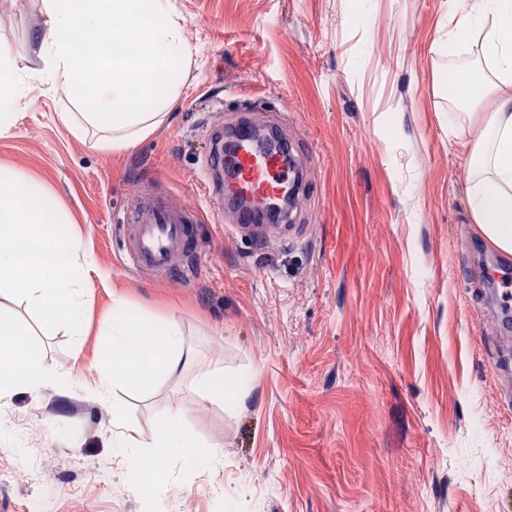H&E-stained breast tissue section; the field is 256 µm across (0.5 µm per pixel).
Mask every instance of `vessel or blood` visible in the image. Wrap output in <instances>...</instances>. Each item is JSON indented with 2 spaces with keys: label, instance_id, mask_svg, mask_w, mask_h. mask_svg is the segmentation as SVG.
<instances>
[{
  "label": "vessel or blood",
  "instance_id": "b4317fda",
  "mask_svg": "<svg viewBox=\"0 0 512 512\" xmlns=\"http://www.w3.org/2000/svg\"><path fill=\"white\" fill-rule=\"evenodd\" d=\"M238 152L232 165H225L223 156H211L207 162L208 176L227 171L230 180L224 186L226 197L244 194L255 201L272 204L283 196L298 194L303 188L300 169L287 159L291 145L273 150L260 149L253 131L245 120L236 124ZM197 209L177 206L167 195L151 192L141 205L128 214L123 225L121 252L129 266L152 275L191 279L195 268L173 269L169 257L173 252L195 253L199 242L195 226L200 223ZM233 232L257 240L283 237L297 240L302 228L294 224L291 212L281 213L276 220H268L258 210L242 208L236 213ZM494 309L502 320L512 319V268L498 265L487 273Z\"/></svg>",
  "mask_w": 512,
  "mask_h": 512
}]
</instances>
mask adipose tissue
Instances as JSON below:
<instances>
[{"label": "adipose tissue", "instance_id": "1", "mask_svg": "<svg viewBox=\"0 0 512 512\" xmlns=\"http://www.w3.org/2000/svg\"><path fill=\"white\" fill-rule=\"evenodd\" d=\"M448 38L439 47L449 59L467 58L481 68L484 80L463 79L473 103L490 102L486 112L469 113L478 134L471 145L473 164L469 208L487 240L512 253V0H452ZM45 37L39 40V79L72 104L63 118L71 134L92 138L104 151L120 152L147 138L167 116L180 94L178 78L187 74L193 55L183 24L170 0H42ZM100 33L106 43L87 62L76 50L78 32ZM25 97V77L9 56L0 55V132L15 124ZM106 357L92 390L107 398L111 385L149 388L150 374L135 367L151 357L174 373L186 362L181 332L169 322L136 317L127 298L112 296V314L101 344ZM45 366L25 363L0 347V400L16 390L35 393L52 380ZM250 377L239 372L225 378L214 366L195 380L205 399L219 400L226 412L236 403L227 392L243 395ZM113 441L127 466L133 489H140L146 469L171 456L185 465L198 458L199 441L179 409L163 414L150 440H142L124 421H117Z\"/></svg>", "mask_w": 512, "mask_h": 512}]
</instances>
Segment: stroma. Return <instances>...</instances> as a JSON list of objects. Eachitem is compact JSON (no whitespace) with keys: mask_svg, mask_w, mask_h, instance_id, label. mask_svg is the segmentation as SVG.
<instances>
[{"mask_svg":"<svg viewBox=\"0 0 512 512\" xmlns=\"http://www.w3.org/2000/svg\"><path fill=\"white\" fill-rule=\"evenodd\" d=\"M196 63L166 121L129 150L74 137L67 104L36 79L40 0H0V52L28 77L0 163L45 185L93 264L80 335L45 331L0 298L24 352L56 381L0 402V512H512V401L495 356L512 325L470 283L497 249L468 204L460 89L438 49L450 0H171ZM245 114L279 125L307 159L293 212L308 230L263 245L228 233L205 177L212 132ZM191 204L202 256L185 284L127 269L115 227L145 189ZM124 294L177 324L190 363L100 401L99 345ZM248 370L234 414L195 388L212 362ZM142 438L180 408L205 454L166 461L156 494L131 491L113 408Z\"/></svg>","mask_w":512,"mask_h":512,"instance_id":"35a3bbf8","label":"stroma"}]
</instances>
